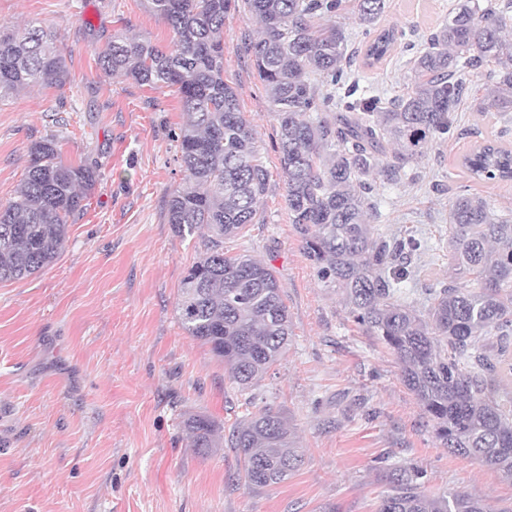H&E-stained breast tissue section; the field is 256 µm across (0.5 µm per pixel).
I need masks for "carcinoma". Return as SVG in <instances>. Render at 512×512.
<instances>
[{
  "instance_id": "carcinoma-1",
  "label": "carcinoma",
  "mask_w": 512,
  "mask_h": 512,
  "mask_svg": "<svg viewBox=\"0 0 512 512\" xmlns=\"http://www.w3.org/2000/svg\"><path fill=\"white\" fill-rule=\"evenodd\" d=\"M365 38L364 64L381 62L405 36L379 27L386 0H351ZM173 33L167 49L112 35L99 56L111 76L151 88L175 87L184 121L177 134L184 184L167 201V223L180 236L204 227L205 251L180 288L186 333L224 362L232 383L249 389L288 346V308L273 269L224 240L253 223L269 174L237 91L224 81V25L236 0H147ZM261 24L250 44L259 80L278 119L276 145L291 223L317 279L341 291L357 324L395 354L401 378L422 405L435 437L452 454L512 477V220L481 196L458 193L448 208V264L467 280L429 289L426 302L405 299L413 235L389 236L372 224V180L395 183L405 165L453 127L467 87L462 73L493 66L486 109L512 119L509 5L463 0L412 59L414 83L385 103L354 81L346 114L330 122L336 86L356 52L337 25L322 23L343 0H246ZM55 36L35 22L0 40V101L29 86L68 79ZM397 145L383 157L384 143ZM468 176L512 181V150L492 142L465 157ZM98 181L97 168L66 165L54 139L31 147L17 199L0 207V282L34 275L54 262L68 220ZM183 427L200 452L229 446L242 458L245 485H278L303 456L285 419L264 408L233 427L229 440L210 418L189 414ZM424 472L399 471L377 512H488L461 492L431 497Z\"/></svg>"
}]
</instances>
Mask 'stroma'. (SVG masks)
Returning a JSON list of instances; mask_svg holds the SVG:
<instances>
[{
	"mask_svg": "<svg viewBox=\"0 0 512 512\" xmlns=\"http://www.w3.org/2000/svg\"><path fill=\"white\" fill-rule=\"evenodd\" d=\"M459 2L386 0L383 24L406 36L377 67L355 63L351 78L386 98L405 92L410 58ZM31 21L56 34L70 78L0 102V205L15 200L32 145L50 136L64 163L96 166L99 178L58 258L0 283V512H376L397 466L423 470L430 496L459 491L490 512L511 507L512 479L441 445L392 352L318 281L289 219L277 121L248 51L259 26L247 7L224 28V79L269 181L253 224L224 247L272 266L292 335L246 391L179 320L182 280L205 250L202 234L181 237L165 218L182 179L179 97L107 76L98 63L112 34L164 47L169 27L146 0H0V24ZM467 83L446 140L371 197L380 230H413L427 243L404 285L416 304L452 276L454 192L467 188L512 216V183L461 175L465 152L491 133L512 149V128L480 108L485 70ZM264 407L285 418L304 461L285 482L252 492L238 484L244 464L234 449L198 452L181 421L201 414L228 430Z\"/></svg>",
	"mask_w": 512,
	"mask_h": 512,
	"instance_id": "obj_1",
	"label": "stroma"
}]
</instances>
